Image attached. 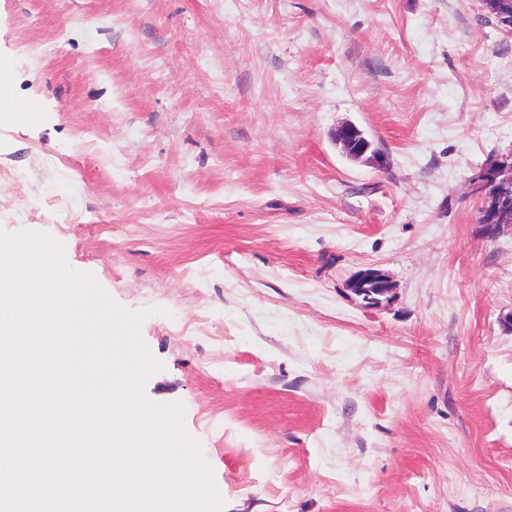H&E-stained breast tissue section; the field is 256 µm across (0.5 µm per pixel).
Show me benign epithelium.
Instances as JSON below:
<instances>
[{
  "label": "benign epithelium",
  "instance_id": "benign-epithelium-1",
  "mask_svg": "<svg viewBox=\"0 0 512 512\" xmlns=\"http://www.w3.org/2000/svg\"><path fill=\"white\" fill-rule=\"evenodd\" d=\"M490 14L499 24L512 30V0H485ZM333 139L355 160L365 158L377 167H384L388 157L374 146L365 133L353 123L335 129ZM472 191L481 199L480 226L491 235L504 227L512 228V151L481 166L471 178ZM358 296L374 292L371 304L379 305L392 293L391 281L380 271L368 268L360 271L349 283Z\"/></svg>",
  "mask_w": 512,
  "mask_h": 512
}]
</instances>
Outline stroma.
Listing matches in <instances>:
<instances>
[{"mask_svg":"<svg viewBox=\"0 0 512 512\" xmlns=\"http://www.w3.org/2000/svg\"><path fill=\"white\" fill-rule=\"evenodd\" d=\"M1 59L0 230L146 312L144 394L222 512L512 506V232L470 186L512 151V33L483 0H0ZM333 139L335 143L342 145L346 154L352 159L366 158L379 168L388 163V157L375 147L354 123H344L335 129ZM349 289L360 297L365 293L371 295V292L374 291L377 297H373L369 301L373 305L381 304L383 298L386 299L393 291L391 281L379 270L373 268L360 271L350 281Z\"/></svg>","mask_w":512,"mask_h":512,"instance_id":"obj_1","label":"stroma"}]
</instances>
